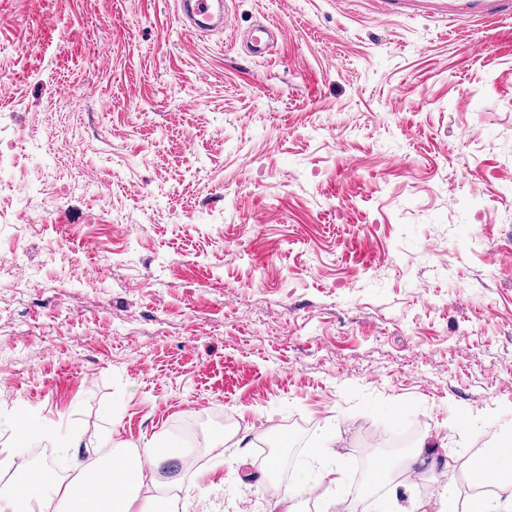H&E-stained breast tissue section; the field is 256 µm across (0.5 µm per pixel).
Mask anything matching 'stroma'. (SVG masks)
Here are the masks:
<instances>
[{
	"instance_id": "35a3bbf8",
	"label": "stroma",
	"mask_w": 512,
	"mask_h": 512,
	"mask_svg": "<svg viewBox=\"0 0 512 512\" xmlns=\"http://www.w3.org/2000/svg\"><path fill=\"white\" fill-rule=\"evenodd\" d=\"M227 6L0 0V458L174 442L173 512H468L512 433V0ZM213 0H184L181 1V10L184 16L190 21L192 27L201 35L211 31L227 27V13L224 10V17L219 2V10L216 14L210 11ZM256 33H260L261 36H257ZM274 41L273 30L264 24H258L250 33L248 43L249 52L253 56H263L267 53L271 43Z\"/></svg>"
}]
</instances>
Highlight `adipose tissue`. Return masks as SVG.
Masks as SVG:
<instances>
[{"label":"adipose tissue","instance_id":"obj_1","mask_svg":"<svg viewBox=\"0 0 512 512\" xmlns=\"http://www.w3.org/2000/svg\"><path fill=\"white\" fill-rule=\"evenodd\" d=\"M181 455L180 448L153 443L134 453L112 454L67 482L51 472L21 468L12 491L0 493V512H38L50 491L66 502L68 512H156L151 498L141 494L144 473ZM474 474L489 477L491 485L499 490L498 495L480 501L475 512H512V445H501L481 457Z\"/></svg>","mask_w":512,"mask_h":512}]
</instances>
